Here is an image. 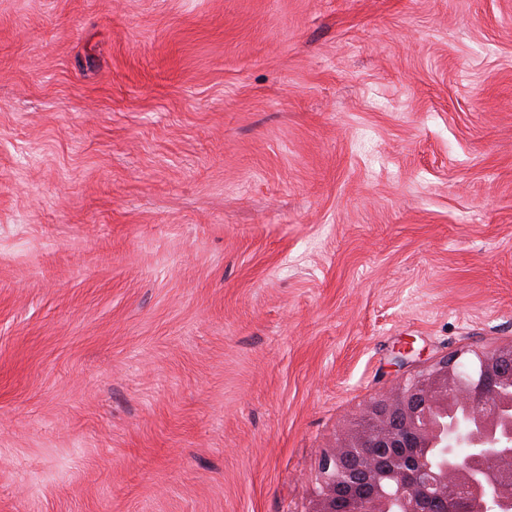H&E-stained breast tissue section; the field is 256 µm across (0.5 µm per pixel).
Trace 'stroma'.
<instances>
[{
  "label": "stroma",
  "instance_id": "1",
  "mask_svg": "<svg viewBox=\"0 0 512 512\" xmlns=\"http://www.w3.org/2000/svg\"><path fill=\"white\" fill-rule=\"evenodd\" d=\"M510 340L512 0H0V512H307Z\"/></svg>",
  "mask_w": 512,
  "mask_h": 512
}]
</instances>
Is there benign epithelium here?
<instances>
[{
    "instance_id": "obj_1",
    "label": "benign epithelium",
    "mask_w": 512,
    "mask_h": 512,
    "mask_svg": "<svg viewBox=\"0 0 512 512\" xmlns=\"http://www.w3.org/2000/svg\"><path fill=\"white\" fill-rule=\"evenodd\" d=\"M416 366L354 411L315 475L308 512H512V340Z\"/></svg>"
}]
</instances>
